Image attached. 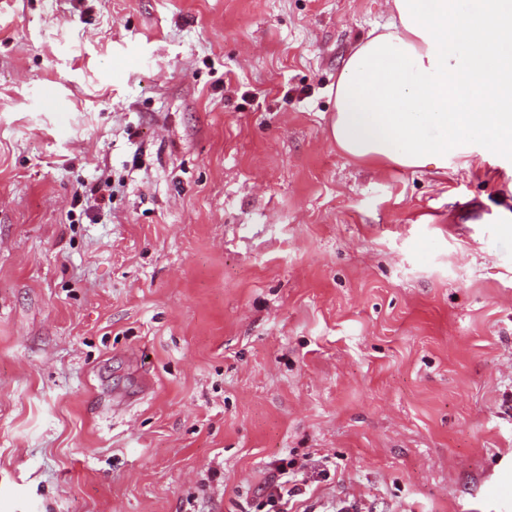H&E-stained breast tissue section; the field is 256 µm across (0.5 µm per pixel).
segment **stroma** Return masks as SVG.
<instances>
[{
    "label": "stroma",
    "instance_id": "1",
    "mask_svg": "<svg viewBox=\"0 0 512 512\" xmlns=\"http://www.w3.org/2000/svg\"><path fill=\"white\" fill-rule=\"evenodd\" d=\"M390 17L0 10V512H269L283 461L294 512H512V154L330 136Z\"/></svg>",
    "mask_w": 512,
    "mask_h": 512
}]
</instances>
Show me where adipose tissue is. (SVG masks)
I'll return each mask as SVG.
<instances>
[{"mask_svg":"<svg viewBox=\"0 0 512 512\" xmlns=\"http://www.w3.org/2000/svg\"><path fill=\"white\" fill-rule=\"evenodd\" d=\"M392 20L361 42L336 83L330 133L356 161L443 167L476 132L512 152V0H390Z\"/></svg>","mask_w":512,"mask_h":512,"instance_id":"adipose-tissue-1","label":"adipose tissue"}]
</instances>
